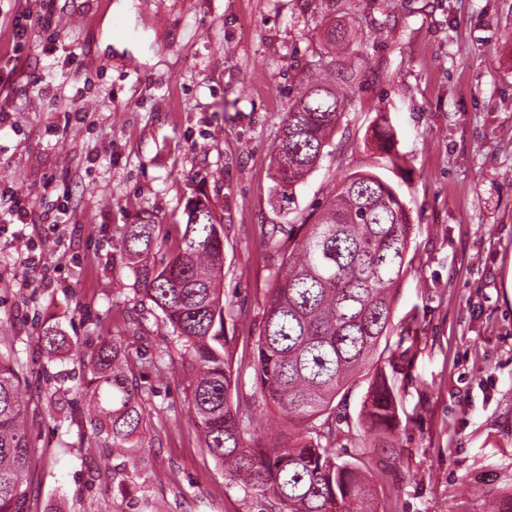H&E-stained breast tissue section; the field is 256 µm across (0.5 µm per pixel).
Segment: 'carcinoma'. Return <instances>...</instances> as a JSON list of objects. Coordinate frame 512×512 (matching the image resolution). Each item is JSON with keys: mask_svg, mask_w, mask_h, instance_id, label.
Returning a JSON list of instances; mask_svg holds the SVG:
<instances>
[{"mask_svg": "<svg viewBox=\"0 0 512 512\" xmlns=\"http://www.w3.org/2000/svg\"><path fill=\"white\" fill-rule=\"evenodd\" d=\"M353 39L355 32L342 24L328 31L333 49ZM349 106L322 78L304 83L290 102L271 160V200L279 213L289 212L297 186L320 164ZM374 138L398 166L401 157L392 154L396 133L387 117H380ZM185 213L184 232L167 262L153 260L156 224L124 225L119 249L140 304L162 313L172 341L190 358L189 413L203 448L229 484L266 501V512H378L362 456L348 460L336 453L329 418L336 397L375 357L391 362L401 349L389 342L393 292L407 271L411 246L401 193L376 172L352 173L313 223L288 225V234H304L265 296L254 371L266 406L292 422L294 432L268 446L244 437L224 329V224L199 197L187 201ZM39 340L48 353L67 346L66 336L53 328ZM126 363L118 340L102 342L85 363L96 382L91 439L103 436L113 448L126 447L150 414L129 385ZM68 392L61 384L46 395L51 419L64 410ZM24 411L20 377L12 359L0 355V512H32ZM360 415L378 443L394 428L398 402L386 374L371 378Z\"/></svg>", "mask_w": 512, "mask_h": 512, "instance_id": "obj_1", "label": "carcinoma"}]
</instances>
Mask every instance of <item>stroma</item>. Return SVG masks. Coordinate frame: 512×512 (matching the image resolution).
<instances>
[{
    "instance_id": "obj_1",
    "label": "stroma",
    "mask_w": 512,
    "mask_h": 512,
    "mask_svg": "<svg viewBox=\"0 0 512 512\" xmlns=\"http://www.w3.org/2000/svg\"><path fill=\"white\" fill-rule=\"evenodd\" d=\"M115 0H54L56 50L40 0H0V353L15 351L27 389L33 512H259L228 486L185 422L191 368L134 293L116 246L126 224L158 225L167 259L185 204L206 195L224 226V326L248 433L265 404L253 351L264 297L294 247L280 229L315 219L356 171L399 186L410 264L396 291L391 342L335 400L337 451L365 453L379 512H486L512 494V0H133L142 32L100 49ZM27 16L13 44L8 19ZM381 39L351 46L352 100L290 215L270 204L271 151L305 77L328 55L331 23ZM387 116L401 167L372 140ZM25 223H7L16 199ZM66 205V221L46 211ZM57 326L72 348L46 363ZM122 341L128 377L153 409L127 447L81 449L92 395L81 353ZM173 363L154 366L161 351ZM66 373L67 417L53 421L49 377ZM396 383L399 422L371 447L359 421L369 382ZM98 475H91V468Z\"/></svg>"
}]
</instances>
